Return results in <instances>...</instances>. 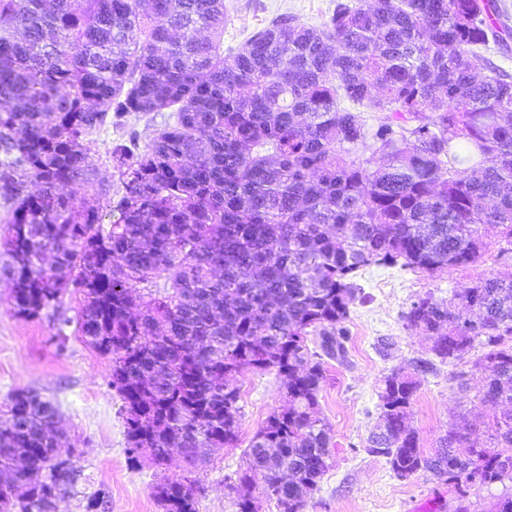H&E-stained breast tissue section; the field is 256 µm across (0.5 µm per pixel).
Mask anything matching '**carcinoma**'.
Wrapping results in <instances>:
<instances>
[{
  "label": "carcinoma",
  "instance_id": "carcinoma-1",
  "mask_svg": "<svg viewBox=\"0 0 512 512\" xmlns=\"http://www.w3.org/2000/svg\"><path fill=\"white\" fill-rule=\"evenodd\" d=\"M496 10L338 0L320 26L280 15L226 56L224 0H0V278L25 318L82 296L78 332L110 361L130 459L187 454L188 474L153 486L163 512H198V449L236 446V378L271 369L287 405L244 452L235 506L253 512L260 484L302 512L330 445L308 340L343 352L358 271L474 264L489 224L512 254V76L483 56L503 41ZM344 99L383 116L370 126ZM166 111L144 148L109 145L122 195L103 223L93 135ZM404 319L443 361L481 349L483 398L507 411L487 439L450 429L427 454L406 425L420 381L392 373L369 451L461 498L512 480V280L419 297ZM58 413L29 391L0 410V512H59L76 474Z\"/></svg>",
  "mask_w": 512,
  "mask_h": 512
}]
</instances>
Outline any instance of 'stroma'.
I'll list each match as a JSON object with an SVG mask.
<instances>
[{
  "mask_svg": "<svg viewBox=\"0 0 512 512\" xmlns=\"http://www.w3.org/2000/svg\"><path fill=\"white\" fill-rule=\"evenodd\" d=\"M231 21L224 30V50L234 52L248 37L282 14L319 26L329 17L335 0H224ZM166 112L132 113L122 126L110 127L97 137L90 152L96 170L88 193L111 188L121 196L120 182L106 155L110 142L136 136L146 144L152 128L169 120ZM511 277L512 255L489 251L466 268L428 276L400 268L370 266L358 278L359 293L345 323L348 336L342 359L324 358V379L318 393L320 417L331 437L328 469L309 496L303 512H454L453 487L428 472L401 479L386 457L369 453L367 439L379 416V393L385 376L413 373L417 360L431 358L432 342L403 318L417 297H449L455 289L479 277ZM76 296H64L59 309L38 316L16 314L9 287L0 280V407L20 390L39 394L59 409L66 441L63 453L76 470V481L60 504L61 512H85L86 498L105 492L108 512H161L152 494L160 475L180 477L181 457L165 470L148 459L130 466L126 451L121 400L108 385L109 361L83 342L75 326L66 329L65 344H58V316L75 317ZM479 350L460 360L436 362L408 409V424L424 451H432L450 427L474 423L485 427L499 417L500 408L481 399L483 373L475 368ZM465 373L467 391H459L456 373ZM241 407L239 443L234 448L208 451L207 461L195 473L199 512H236L230 486L243 466V451L268 416L286 403L284 383L276 371H246L238 375Z\"/></svg>",
  "mask_w": 512,
  "mask_h": 512,
  "instance_id": "35a3bbf8",
  "label": "stroma"
}]
</instances>
